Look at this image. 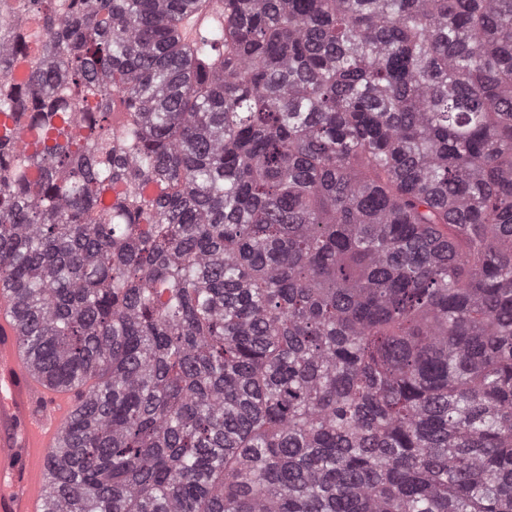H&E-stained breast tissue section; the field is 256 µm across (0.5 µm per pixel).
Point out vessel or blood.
Segmentation results:
<instances>
[{
    "instance_id": "vessel-or-blood-1",
    "label": "vessel or blood",
    "mask_w": 512,
    "mask_h": 512,
    "mask_svg": "<svg viewBox=\"0 0 512 512\" xmlns=\"http://www.w3.org/2000/svg\"><path fill=\"white\" fill-rule=\"evenodd\" d=\"M224 22V0L195 12L193 28ZM17 316L0 291V512H51L46 491L51 451L80 398L73 389L48 385L16 341Z\"/></svg>"
}]
</instances>
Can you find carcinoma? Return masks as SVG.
Returning <instances> with one entry per match:
<instances>
[{"label":"carcinoma","instance_id":"1","mask_svg":"<svg viewBox=\"0 0 512 512\" xmlns=\"http://www.w3.org/2000/svg\"><path fill=\"white\" fill-rule=\"evenodd\" d=\"M204 2L0 0L55 512H512V0ZM215 25H224V1L210 0L205 10L194 13L193 31L207 30Z\"/></svg>","mask_w":512,"mask_h":512}]
</instances>
